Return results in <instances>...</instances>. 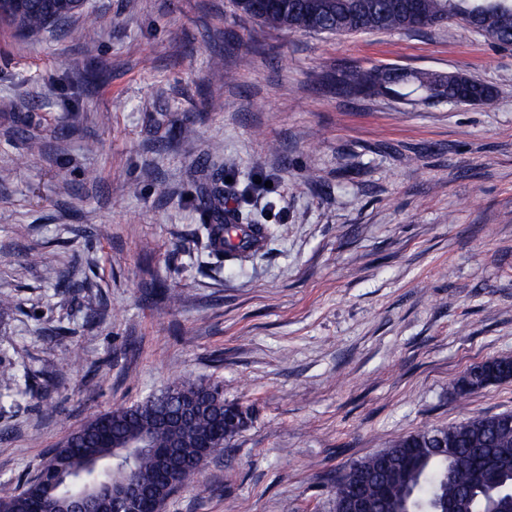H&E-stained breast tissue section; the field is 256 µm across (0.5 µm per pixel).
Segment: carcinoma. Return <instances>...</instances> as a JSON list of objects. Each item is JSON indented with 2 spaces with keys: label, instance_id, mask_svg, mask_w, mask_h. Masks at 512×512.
I'll list each match as a JSON object with an SVG mask.
<instances>
[{
  "label": "carcinoma",
  "instance_id": "1",
  "mask_svg": "<svg viewBox=\"0 0 512 512\" xmlns=\"http://www.w3.org/2000/svg\"><path fill=\"white\" fill-rule=\"evenodd\" d=\"M241 14L261 25L290 33L307 31L306 7L316 13L315 33L352 35L374 30L411 31L417 16L438 26L460 15H475L478 32L496 36L495 44L512 43V0H418L419 15L403 7V0H275L264 13L247 12L234 0ZM0 18L14 24L24 36H34L63 16L51 12L46 0H28L15 12L4 7ZM367 95L425 98L446 96L448 80L429 72L400 68L370 80L368 70L343 66L336 70V92L358 96L367 84ZM468 95L490 99L493 89L473 78L465 85ZM224 222V209L214 208L202 224L215 257L244 262L254 256L252 246L273 236L271 226ZM477 376L499 382L512 380V358H491L475 366ZM21 376L0 369V398L20 386ZM249 413L224 403L223 387L191 376H181L159 391L123 408L95 414L82 427L65 435L43 457L37 475L25 485L0 495L4 512H56L58 504L87 487L110 492L131 480L154 494L173 480L163 472L158 454L169 448L185 463L178 485L185 487L201 473L206 462L224 453L233 437L244 429ZM363 492L372 512H447L448 499L459 497L467 512H512V426L497 416L465 419L446 429H423L404 435L387 447L353 463L336 480L333 498L345 499L354 490Z\"/></svg>",
  "mask_w": 512,
  "mask_h": 512
}]
</instances>
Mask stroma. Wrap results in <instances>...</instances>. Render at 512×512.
<instances>
[{
  "mask_svg": "<svg viewBox=\"0 0 512 512\" xmlns=\"http://www.w3.org/2000/svg\"><path fill=\"white\" fill-rule=\"evenodd\" d=\"M347 64L494 95L354 98L329 82ZM214 184L225 209L270 215L255 259L207 249ZM1 293L0 368L31 390L0 402V490L96 413L190 375L251 421L164 512H332V480L395 438L512 412V381L451 393L512 357V48L452 22L276 31L233 0H85L36 38L2 29Z\"/></svg>",
  "mask_w": 512,
  "mask_h": 512,
  "instance_id": "35a3bbf8",
  "label": "stroma"
}]
</instances>
